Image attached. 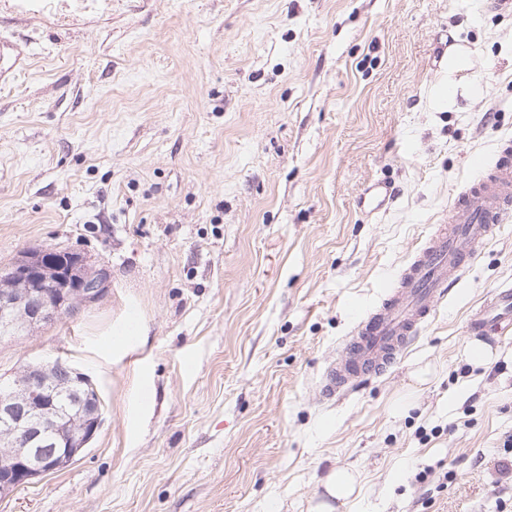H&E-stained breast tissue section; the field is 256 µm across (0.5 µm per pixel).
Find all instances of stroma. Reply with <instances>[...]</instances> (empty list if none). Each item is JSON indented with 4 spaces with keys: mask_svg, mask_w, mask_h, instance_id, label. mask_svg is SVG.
I'll list each match as a JSON object with an SVG mask.
<instances>
[{
    "mask_svg": "<svg viewBox=\"0 0 512 512\" xmlns=\"http://www.w3.org/2000/svg\"><path fill=\"white\" fill-rule=\"evenodd\" d=\"M486 2L0 0L25 51L0 85V269L68 247L109 274L97 303L0 342V376L62 357L103 419L0 512H315L336 468L357 496L334 512L512 497V335L477 365L467 331L512 280V219L385 374L318 388L473 157L512 140V13ZM377 182L395 197L371 214ZM132 311L140 335L116 341Z\"/></svg>",
    "mask_w": 512,
    "mask_h": 512,
    "instance_id": "stroma-1",
    "label": "stroma"
}]
</instances>
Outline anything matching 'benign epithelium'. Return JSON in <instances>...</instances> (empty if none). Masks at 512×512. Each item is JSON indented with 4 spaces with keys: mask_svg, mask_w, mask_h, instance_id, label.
Wrapping results in <instances>:
<instances>
[{
    "mask_svg": "<svg viewBox=\"0 0 512 512\" xmlns=\"http://www.w3.org/2000/svg\"><path fill=\"white\" fill-rule=\"evenodd\" d=\"M8 275L20 287L0 292V333L5 336H19L33 325H51L107 292V272L91 267L71 248L27 252ZM72 379L96 390L87 375L60 362H41L0 385V421L7 426L0 433V444L7 448L0 457L1 494L57 470L66 459L85 451L96 435L100 399L78 401L85 420L80 428L57 412L58 390Z\"/></svg>",
    "mask_w": 512,
    "mask_h": 512,
    "instance_id": "1",
    "label": "benign epithelium"
}]
</instances>
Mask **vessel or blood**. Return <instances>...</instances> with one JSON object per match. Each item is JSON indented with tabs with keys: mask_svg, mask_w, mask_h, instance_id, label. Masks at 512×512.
<instances>
[{
	"mask_svg": "<svg viewBox=\"0 0 512 512\" xmlns=\"http://www.w3.org/2000/svg\"><path fill=\"white\" fill-rule=\"evenodd\" d=\"M478 176L457 195L449 223L414 254L397 287L372 310L359 314L321 382L325 399H338L364 379L388 371L429 325L438 303L512 217V143H501ZM473 336L512 332V282L501 284L468 322Z\"/></svg>",
	"mask_w": 512,
	"mask_h": 512,
	"instance_id": "obj_1",
	"label": "vessel or blood"
}]
</instances>
